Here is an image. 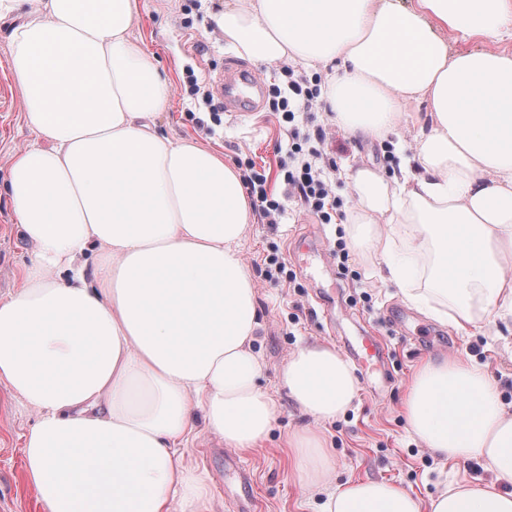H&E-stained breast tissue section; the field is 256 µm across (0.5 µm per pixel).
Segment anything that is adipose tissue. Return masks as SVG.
Segmentation results:
<instances>
[{"label":"adipose tissue","mask_w":512,"mask_h":512,"mask_svg":"<svg viewBox=\"0 0 512 512\" xmlns=\"http://www.w3.org/2000/svg\"><path fill=\"white\" fill-rule=\"evenodd\" d=\"M28 2L0 0L35 136L6 185L32 250L22 288L0 298V382L36 414L26 476L44 512H208L207 478L181 447L200 422L228 447H255L275 410L257 387L245 186L222 155L157 132L170 88L130 39L138 0H36L29 13ZM217 22L252 60L333 66L325 99L351 133L386 139L407 103L424 104L399 176H350V222L383 219L397 236L355 241L426 316L461 330L512 317V50L452 54L436 34L512 39V0H224ZM399 238L411 262L392 259ZM428 253L433 285L413 287ZM281 380L320 421L356 395L324 344L293 353ZM404 414L435 457L479 461L491 481L426 506L381 480L332 487L324 440L305 430L288 445L321 512H512V409L484 372L427 361Z\"/></svg>","instance_id":"obj_1"}]
</instances>
